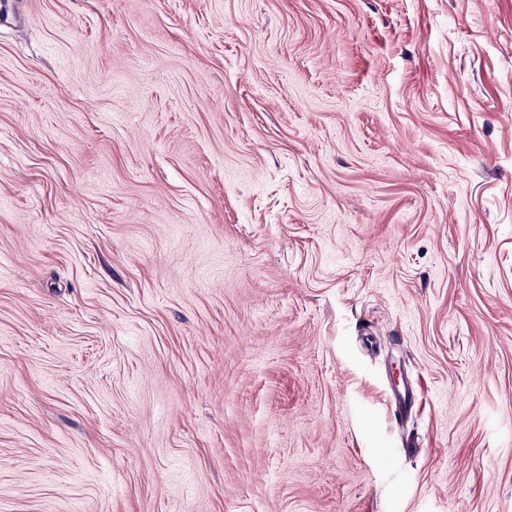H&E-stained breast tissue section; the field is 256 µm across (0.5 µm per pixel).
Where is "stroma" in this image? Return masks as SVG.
Returning a JSON list of instances; mask_svg holds the SVG:
<instances>
[{
    "label": "stroma",
    "mask_w": 512,
    "mask_h": 512,
    "mask_svg": "<svg viewBox=\"0 0 512 512\" xmlns=\"http://www.w3.org/2000/svg\"><path fill=\"white\" fill-rule=\"evenodd\" d=\"M0 512H512V0H0Z\"/></svg>",
    "instance_id": "1"
}]
</instances>
